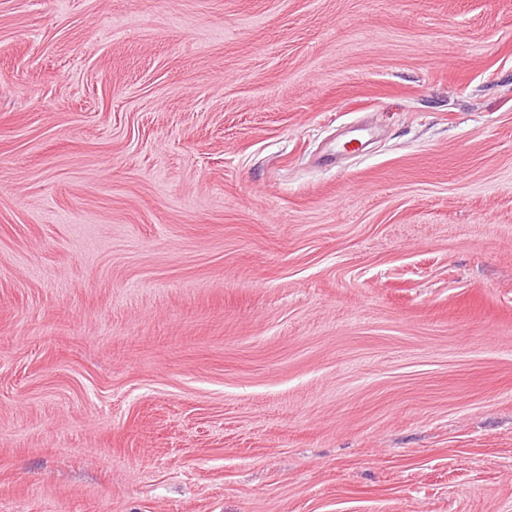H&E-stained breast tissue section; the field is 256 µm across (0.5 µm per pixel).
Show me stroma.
Returning a JSON list of instances; mask_svg holds the SVG:
<instances>
[{"instance_id":"1","label":"stroma","mask_w":512,"mask_h":512,"mask_svg":"<svg viewBox=\"0 0 512 512\" xmlns=\"http://www.w3.org/2000/svg\"><path fill=\"white\" fill-rule=\"evenodd\" d=\"M0 512H512V0H0Z\"/></svg>"}]
</instances>
